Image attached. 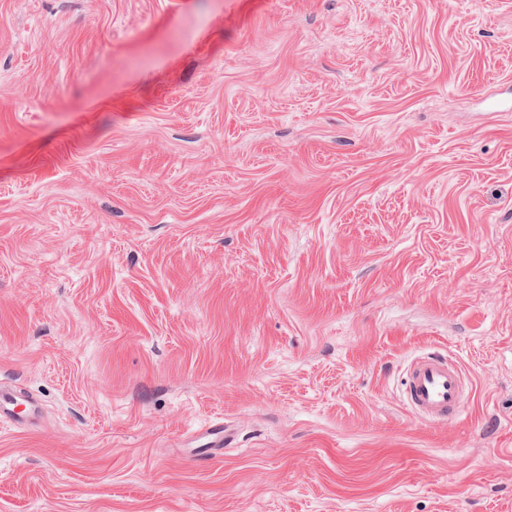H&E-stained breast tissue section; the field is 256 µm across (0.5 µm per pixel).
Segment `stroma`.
I'll use <instances>...</instances> for the list:
<instances>
[{
    "instance_id": "1",
    "label": "stroma",
    "mask_w": 512,
    "mask_h": 512,
    "mask_svg": "<svg viewBox=\"0 0 512 512\" xmlns=\"http://www.w3.org/2000/svg\"><path fill=\"white\" fill-rule=\"evenodd\" d=\"M0 383V512H512V0H0ZM404 390L408 406L426 420L452 422L465 407L466 377L455 360L428 352L408 366ZM38 406L30 399L19 397L9 387L0 386V420L14 426L24 425L35 417Z\"/></svg>"
}]
</instances>
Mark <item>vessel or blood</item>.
<instances>
[{
    "label": "vessel or blood",
    "instance_id": "vessel-or-blood-1",
    "mask_svg": "<svg viewBox=\"0 0 512 512\" xmlns=\"http://www.w3.org/2000/svg\"><path fill=\"white\" fill-rule=\"evenodd\" d=\"M408 406L432 423L455 421L465 407L466 377L461 366L446 356L428 352L407 368L404 382ZM38 406L30 399L0 387V420L19 426L35 417Z\"/></svg>",
    "mask_w": 512,
    "mask_h": 512
}]
</instances>
